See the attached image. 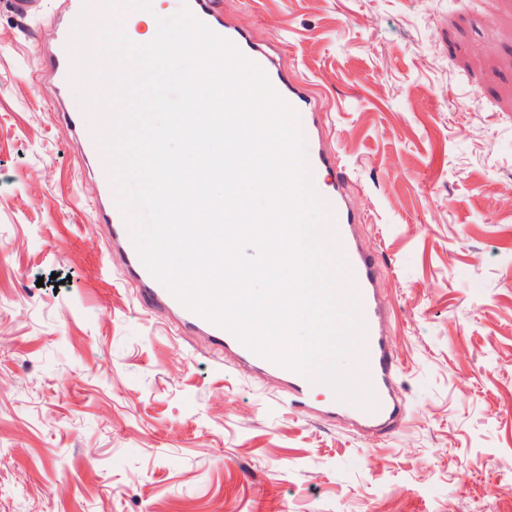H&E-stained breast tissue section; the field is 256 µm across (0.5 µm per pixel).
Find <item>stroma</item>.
I'll list each match as a JSON object with an SVG mask.
<instances>
[{
  "instance_id": "35a3bbf8",
  "label": "stroma",
  "mask_w": 512,
  "mask_h": 512,
  "mask_svg": "<svg viewBox=\"0 0 512 512\" xmlns=\"http://www.w3.org/2000/svg\"><path fill=\"white\" fill-rule=\"evenodd\" d=\"M322 99L402 426L288 406L102 261L97 181L0 11V512H512V0H224Z\"/></svg>"
}]
</instances>
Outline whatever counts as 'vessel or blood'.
I'll return each mask as SVG.
<instances>
[{
    "mask_svg": "<svg viewBox=\"0 0 512 512\" xmlns=\"http://www.w3.org/2000/svg\"><path fill=\"white\" fill-rule=\"evenodd\" d=\"M215 34L231 42L246 58L260 65L273 88L306 117L302 127L305 152L313 170L316 190L332 205L340 245L351 269L350 283L361 305L366 324L367 354L361 363L369 377L379 407L368 412L336 400L323 385L310 383L301 374L252 352L227 329L186 309L144 267L130 238L123 215L116 203L109 176L102 164L82 113L68 107L71 59L66 49L74 20L84 0H0L6 10L21 22H44L53 37L39 45L43 58L40 81L50 102L63 117L66 137L74 143L91 170L98 176L97 216L112 227V263L120 265L137 285V295L145 306L165 310L186 328L223 349L245 368L277 376L285 385L290 404L312 410L324 417L376 433L394 431L402 422V405L395 389L397 363L388 341L389 314L383 303L379 263L369 253L360 236L361 218L352 204L343 164L328 143L329 123L322 103L310 87L289 71L278 44L261 39L253 27L240 22L227 11L224 0H176Z\"/></svg>",
    "mask_w": 512,
    "mask_h": 512,
    "instance_id": "1",
    "label": "vessel or blood"
}]
</instances>
